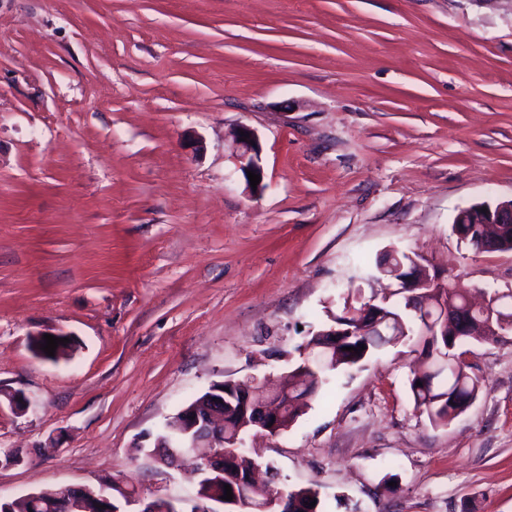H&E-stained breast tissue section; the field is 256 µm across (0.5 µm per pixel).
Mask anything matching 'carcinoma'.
<instances>
[{"instance_id": "obj_1", "label": "carcinoma", "mask_w": 512, "mask_h": 512, "mask_svg": "<svg viewBox=\"0 0 512 512\" xmlns=\"http://www.w3.org/2000/svg\"><path fill=\"white\" fill-rule=\"evenodd\" d=\"M484 212L473 205L458 210L451 224V232L457 241L469 252L480 255L490 252H512V226L483 223ZM398 256L412 273H396L397 263L386 269V278H402L407 275L414 281L434 282L432 274L423 258L417 253L393 247L373 264L359 267L358 276L351 280L349 287L336 300V304L326 308L327 322L322 330L316 331L305 343L296 348L298 359L282 377V390L288 393V400L280 401L281 428L287 431L304 414L308 402L317 399L328 388L334 375L363 365L379 347L385 344H398L412 340L420 348L424 369L412 373L408 387L414 409L426 415L432 424H446L455 419L467 407L469 400L481 390L480 378L463 359L461 348L466 344L482 343L489 339L482 323L483 308L471 311L470 328L462 335H455L451 325L443 324L442 308L445 305L468 306L466 297L460 294L451 282L442 288H396L387 302H374L363 289L372 278L381 275L379 267L391 256ZM372 306L381 323L367 336H350L346 342L336 346V352L327 368L317 367L308 353V348L319 340L321 331L341 323L357 328L368 321L364 314L366 306ZM489 311L493 314V324L500 331L512 329V289L494 290L489 294ZM365 347L360 353L352 348ZM421 385H416V382ZM252 468V461L238 449L234 462L225 468L224 483L241 490L240 480ZM58 489H42L35 496L15 498L5 503L10 512H57ZM283 505L285 512H301L305 503L316 502V512H323L318 492L312 488H300L286 493Z\"/></svg>"}]
</instances>
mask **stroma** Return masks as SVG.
<instances>
[{
  "instance_id": "obj_1",
  "label": "stroma",
  "mask_w": 512,
  "mask_h": 512,
  "mask_svg": "<svg viewBox=\"0 0 512 512\" xmlns=\"http://www.w3.org/2000/svg\"><path fill=\"white\" fill-rule=\"evenodd\" d=\"M258 136L250 195L231 133ZM512 198V0H0V497L114 478L189 512L148 449L209 385L287 371L358 265L392 246L512 289L465 206ZM63 333L44 359L37 333ZM404 344L249 452L325 512H512V332L469 347L450 424ZM54 445L52 453L43 448Z\"/></svg>"
}]
</instances>
